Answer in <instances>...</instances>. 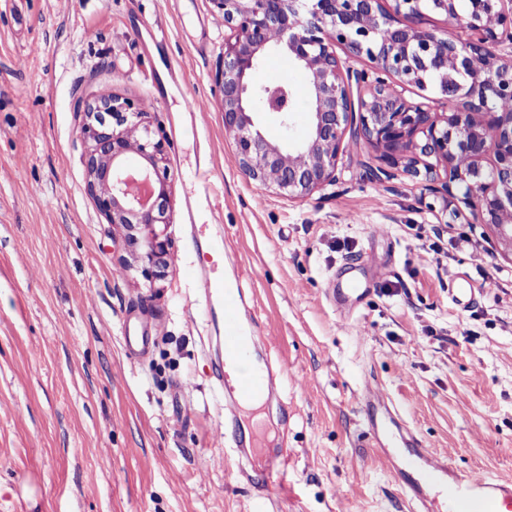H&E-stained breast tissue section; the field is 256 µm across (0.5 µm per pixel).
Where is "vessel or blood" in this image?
<instances>
[{"label":"vessel or blood","mask_w":512,"mask_h":512,"mask_svg":"<svg viewBox=\"0 0 512 512\" xmlns=\"http://www.w3.org/2000/svg\"><path fill=\"white\" fill-rule=\"evenodd\" d=\"M198 288L205 299H219L224 321V362L218 372V382L231 381L230 371L251 356L257 345L256 336L248 334L242 325L239 302L232 284L205 276L198 277ZM277 375L270 361L255 366L251 375L235 381V395L224 407L226 421L237 422L247 405L266 404L277 393ZM367 414V434L371 447L389 464L390 471L407 497L419 512H434L435 504L429 495L433 487H441L447 499V512H512V479L493 480L473 470H461L446 460L432 458L422 449L416 437H409L408 456H401L390 448L388 436L398 426L397 413L382 395L367 392L363 397ZM234 453L238 459V473L247 476L254 456L266 454L269 478L258 488L259 499H267L273 481L284 480L288 455L285 449H263L259 438L234 436Z\"/></svg>","instance_id":"b4317fda"}]
</instances>
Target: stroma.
<instances>
[{
	"label": "stroma",
	"mask_w": 512,
	"mask_h": 512,
	"mask_svg": "<svg viewBox=\"0 0 512 512\" xmlns=\"http://www.w3.org/2000/svg\"><path fill=\"white\" fill-rule=\"evenodd\" d=\"M225 34L209 0H0V512H252L263 464L236 476L201 269L241 285L283 370L255 425L290 454L268 512H411L367 445L370 390L427 453L512 479V252L489 226L437 224L406 177L364 179L382 163L364 143L301 201L249 179L215 85ZM262 76L294 92L304 136L302 72L273 53ZM108 94L145 102L169 143L173 261L153 289L86 191L82 106ZM352 276L370 296L337 305ZM136 327L153 343L131 359Z\"/></svg>",
	"instance_id": "stroma-1"
}]
</instances>
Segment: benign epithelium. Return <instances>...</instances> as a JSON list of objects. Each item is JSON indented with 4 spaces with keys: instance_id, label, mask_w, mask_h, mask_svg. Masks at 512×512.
<instances>
[{
    "instance_id": "obj_1",
    "label": "benign epithelium",
    "mask_w": 512,
    "mask_h": 512,
    "mask_svg": "<svg viewBox=\"0 0 512 512\" xmlns=\"http://www.w3.org/2000/svg\"><path fill=\"white\" fill-rule=\"evenodd\" d=\"M224 20L222 68L216 76L224 132L234 162L250 179L290 200L336 183L350 141L382 153L389 168L367 167L383 184L403 172L423 193L441 197L440 224L464 219L497 230L512 252V0H209ZM443 16L461 34L424 21ZM270 50L288 53L307 80L313 111L307 135L274 143L255 114L277 113L290 126L292 93L259 78ZM370 68L355 70L349 59ZM474 84L448 87V68ZM422 92L423 101L407 98ZM148 108L110 96L83 108L86 187L107 223L135 248L124 263L155 287L171 264L172 188L168 141L145 121ZM444 168L446 180L438 181Z\"/></svg>"
}]
</instances>
